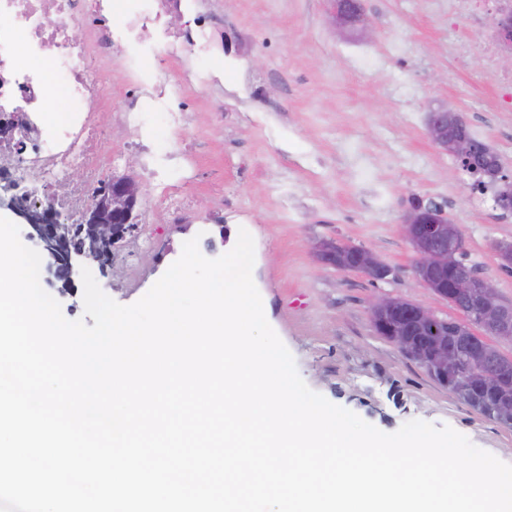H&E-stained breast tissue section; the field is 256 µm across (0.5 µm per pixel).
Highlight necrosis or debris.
Here are the masks:
<instances>
[{
  "mask_svg": "<svg viewBox=\"0 0 512 512\" xmlns=\"http://www.w3.org/2000/svg\"><path fill=\"white\" fill-rule=\"evenodd\" d=\"M118 43L135 60V90L115 120L144 142L159 112L174 134L184 135L186 116L169 105L182 90L161 79L152 63L161 55L213 53L212 18L197 11L195 0H0V108L19 106L26 116L15 133L25 151L0 140V156L13 157V182L50 199L74 222L114 162L100 110ZM76 169L83 172L77 181Z\"/></svg>",
  "mask_w": 512,
  "mask_h": 512,
  "instance_id": "obj_1",
  "label": "necrosis or debris"
}]
</instances>
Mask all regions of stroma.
<instances>
[{
  "instance_id": "35a3bbf8",
  "label": "stroma",
  "mask_w": 512,
  "mask_h": 512,
  "mask_svg": "<svg viewBox=\"0 0 512 512\" xmlns=\"http://www.w3.org/2000/svg\"><path fill=\"white\" fill-rule=\"evenodd\" d=\"M215 40L231 38L206 64L214 82L185 85L188 129L176 139L152 118L149 146L159 156L184 150L168 182L191 200L182 225L156 201L164 185L146 181L141 154L120 123L111 129L121 159L116 175L142 182L135 266L95 273L122 305L143 297L197 239L216 258L240 230L255 243L254 283L268 322L308 387L392 433L419 419L448 425L476 447L512 464V428L464 405L374 329L377 294L418 302L451 317L447 303L414 273L402 232L409 197L443 206L457 224L470 263L512 303V273L496 245L512 244V214L492 191L471 192L456 159L431 140L428 117L444 106L500 156L512 175V88L489 77L465 48L488 40L497 12L469 19L448 0H365L368 33L336 29L328 0H206ZM167 182V183H168ZM372 250L390 273L372 279L320 262L322 244Z\"/></svg>"
}]
</instances>
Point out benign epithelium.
Segmentation results:
<instances>
[{
    "label": "benign epithelium",
    "instance_id": "7a95c632",
    "mask_svg": "<svg viewBox=\"0 0 512 512\" xmlns=\"http://www.w3.org/2000/svg\"><path fill=\"white\" fill-rule=\"evenodd\" d=\"M331 17L340 29L359 25L365 32L369 28L363 0H332ZM24 124V114L18 109L8 121L0 123V135L11 137ZM428 126L433 142L463 161L464 171L471 179L481 181L492 160L471 139L448 132V110L431 112ZM141 194V183L132 175H114L99 183L81 220L77 241L73 239V227L63 222L51 205L33 203L27 195L16 193L11 210L25 220L27 238L36 242L50 259L49 272L68 286L76 264L98 262L106 245L135 237L139 231L137 207ZM403 232L415 249L414 272L419 279L441 270L464 251L462 235L443 208L420 197L409 201ZM323 263L371 278L390 273L371 251L349 245L340 246L337 253L325 251ZM434 294L456 312L448 323L460 327L457 339L438 353L439 365L453 369L459 384L466 388H492L512 381V373L505 365L508 357L488 340L494 336L512 341V311L504 307L492 282L464 269L451 283L436 286ZM401 306L410 310L417 323L436 320L428 308L390 296L371 302V318L377 321Z\"/></svg>",
    "mask_w": 512,
    "mask_h": 512
}]
</instances>
